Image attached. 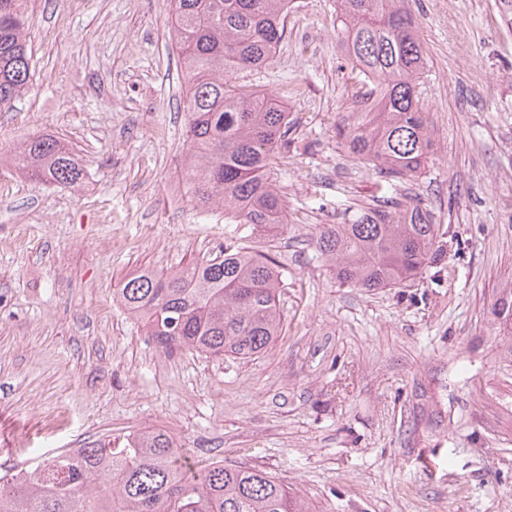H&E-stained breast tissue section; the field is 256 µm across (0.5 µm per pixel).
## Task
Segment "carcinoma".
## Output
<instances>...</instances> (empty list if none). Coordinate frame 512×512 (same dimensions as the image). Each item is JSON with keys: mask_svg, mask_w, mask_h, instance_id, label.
Returning <instances> with one entry per match:
<instances>
[{"mask_svg": "<svg viewBox=\"0 0 512 512\" xmlns=\"http://www.w3.org/2000/svg\"><path fill=\"white\" fill-rule=\"evenodd\" d=\"M291 0H171L187 83L186 171L203 204H224V222L272 230L288 224L271 168L287 158L288 111L274 93H238L230 82L267 65L285 35ZM341 46L363 76L358 121L339 133L398 190L433 148L417 96L425 51L401 0H340ZM22 0H0V112L30 79ZM11 161L32 181L74 184L79 159L50 136ZM440 231L419 201L378 196L315 239L336 280L353 288H404L429 268ZM281 276L267 251L226 245L167 274L144 270L117 300L146 321L166 352L248 359L280 335ZM492 314L512 327V288ZM0 512H307L270 473L215 462L189 475L182 449L162 430L73 448L35 468L0 477Z\"/></svg>", "mask_w": 512, "mask_h": 512, "instance_id": "cac0c4a2", "label": "carcinoma"}]
</instances>
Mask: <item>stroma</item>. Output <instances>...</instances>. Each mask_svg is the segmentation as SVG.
Returning a JSON list of instances; mask_svg holds the SVG:
<instances>
[{
  "mask_svg": "<svg viewBox=\"0 0 512 512\" xmlns=\"http://www.w3.org/2000/svg\"><path fill=\"white\" fill-rule=\"evenodd\" d=\"M426 52L432 154L410 183L444 229L437 277L339 286L311 243L377 196L336 135L362 77L337 0H294L269 66L239 82L290 121L269 233L197 204L185 177L186 84L169 0H28L34 77L0 112V470L161 429L192 463L247 464L312 512H512V31L499 0H405ZM49 135L74 186L3 164ZM267 245L284 321L249 359L165 353L115 294L213 248Z\"/></svg>",
  "mask_w": 512,
  "mask_h": 512,
  "instance_id": "obj_1",
  "label": "stroma"
}]
</instances>
